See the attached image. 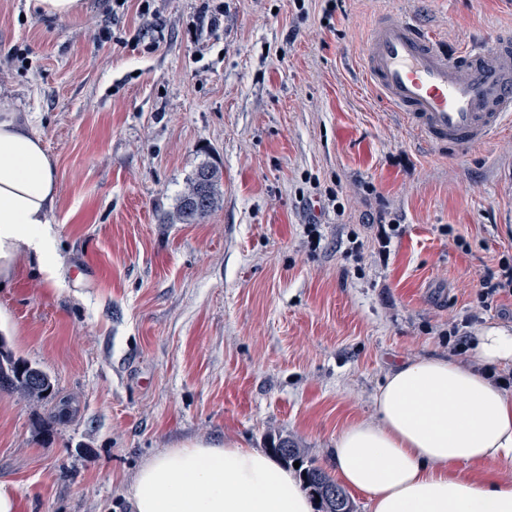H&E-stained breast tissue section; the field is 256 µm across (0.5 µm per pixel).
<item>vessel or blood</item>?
<instances>
[{
    "instance_id": "obj_1",
    "label": "vessel or blood",
    "mask_w": 512,
    "mask_h": 512,
    "mask_svg": "<svg viewBox=\"0 0 512 512\" xmlns=\"http://www.w3.org/2000/svg\"><path fill=\"white\" fill-rule=\"evenodd\" d=\"M360 64L429 147L463 154L512 125V35L450 52L411 17L388 13L371 30Z\"/></svg>"
}]
</instances>
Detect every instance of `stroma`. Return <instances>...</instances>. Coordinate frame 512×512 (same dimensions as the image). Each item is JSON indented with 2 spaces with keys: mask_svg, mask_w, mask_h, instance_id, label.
<instances>
[{
  "mask_svg": "<svg viewBox=\"0 0 512 512\" xmlns=\"http://www.w3.org/2000/svg\"><path fill=\"white\" fill-rule=\"evenodd\" d=\"M0 0V110L55 160L66 271L0 289V336L55 387L0 390V483L21 512H131V478L188 441L287 438L330 469L403 359L512 331L478 303L512 256V127L434 151L371 91L375 18L451 49L512 32V0ZM219 205L167 221L202 163ZM462 236L466 248L454 238ZM35 7L49 16L61 19L73 16L82 9L81 0H35Z\"/></svg>",
  "mask_w": 512,
  "mask_h": 512,
  "instance_id": "35a3bbf8",
  "label": "stroma"
}]
</instances>
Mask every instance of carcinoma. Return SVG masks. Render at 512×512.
I'll use <instances>...</instances> for the list:
<instances>
[{
    "label": "carcinoma",
    "mask_w": 512,
    "mask_h": 512,
    "mask_svg": "<svg viewBox=\"0 0 512 512\" xmlns=\"http://www.w3.org/2000/svg\"><path fill=\"white\" fill-rule=\"evenodd\" d=\"M221 177L217 167L199 166L178 200L174 219L181 224H198L208 216L218 205ZM0 389L16 390L30 400L39 401L52 394L53 383L46 372L15 357L0 337ZM273 452L285 463H300V473L306 474L304 486L317 501L318 512H354L353 502L343 488L322 468L305 460L304 449L285 438Z\"/></svg>",
    "instance_id": "obj_1"
}]
</instances>
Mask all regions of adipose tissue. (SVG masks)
<instances>
[{
  "mask_svg": "<svg viewBox=\"0 0 512 512\" xmlns=\"http://www.w3.org/2000/svg\"><path fill=\"white\" fill-rule=\"evenodd\" d=\"M55 164L16 112L0 113V286L22 261L62 274L49 220ZM472 360L403 362L374 396L375 416L336 434L338 481L369 512H512V488L472 468L512 462V391L492 370L512 367V332L483 329ZM134 512H313L295 470L259 448L188 442L147 460L132 483Z\"/></svg>",
  "mask_w": 512,
  "mask_h": 512,
  "instance_id": "adipose-tissue-1",
  "label": "adipose tissue"
}]
</instances>
